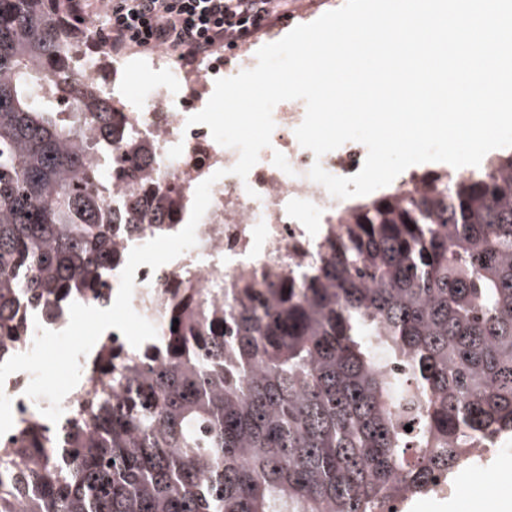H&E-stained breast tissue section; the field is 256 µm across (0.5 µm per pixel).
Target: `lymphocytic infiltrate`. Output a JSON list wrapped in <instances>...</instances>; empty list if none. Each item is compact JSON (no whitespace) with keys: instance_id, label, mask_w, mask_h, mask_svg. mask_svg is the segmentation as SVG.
Segmentation results:
<instances>
[{"instance_id":"lymphocytic-infiltrate-1","label":"lymphocytic infiltrate","mask_w":512,"mask_h":512,"mask_svg":"<svg viewBox=\"0 0 512 512\" xmlns=\"http://www.w3.org/2000/svg\"><path fill=\"white\" fill-rule=\"evenodd\" d=\"M287 10L288 0H112L100 38L116 52L161 49L186 60L234 47Z\"/></svg>"}]
</instances>
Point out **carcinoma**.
Here are the masks:
<instances>
[{
  "instance_id": "cac0c4a2",
  "label": "carcinoma",
  "mask_w": 512,
  "mask_h": 512,
  "mask_svg": "<svg viewBox=\"0 0 512 512\" xmlns=\"http://www.w3.org/2000/svg\"><path fill=\"white\" fill-rule=\"evenodd\" d=\"M93 54L74 0H0V336L23 297L102 288L112 225L176 216L103 66L83 79ZM338 223L264 303L245 279L226 310L184 287L162 354L112 364V396L67 433L71 468L0 445V512H392L512 434V154Z\"/></svg>"
}]
</instances>
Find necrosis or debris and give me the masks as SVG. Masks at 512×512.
I'll use <instances>...</instances> for the list:
<instances>
[{
	"label": "necrosis or debris",
	"mask_w": 512,
	"mask_h": 512,
	"mask_svg": "<svg viewBox=\"0 0 512 512\" xmlns=\"http://www.w3.org/2000/svg\"><path fill=\"white\" fill-rule=\"evenodd\" d=\"M284 35L283 27L270 26L259 36L239 43L228 56H201L187 67L173 65L160 49L143 60L114 56L111 88L115 100H122L132 71L143 70L153 76L140 105L133 110L123 109L118 118L124 128L156 146L161 162L151 173L154 186L159 194H173L178 219L173 224H144L135 233L123 225H113V250L118 259L112 264L108 286L101 299L94 301L81 295L78 303L110 307L119 289L122 258L128 257L135 246L179 232L189 220L197 186L206 179H213L214 184L211 203L196 229V246L158 268L142 265L135 271L132 306L156 326L160 343L168 336L167 309L178 288L189 286L206 297L216 282H223L229 289L244 276L250 277L255 287H272L276 276L287 275L319 243L337 214L352 206V199L333 197L312 181L308 172L318 162L332 175H355L367 149L362 143L349 141L315 158L295 136L306 114L303 100L283 101L274 107L271 145L260 152L244 178L231 172L239 159L236 149L219 145L206 125L187 123L192 111L203 110L210 99L207 75L221 72L232 77L254 68L258 49ZM18 319L26 333L0 336L1 356L30 351L37 328L63 330L69 323V312L64 309L53 315L30 301L22 303ZM129 347L118 330H107L99 337L89 354L80 357V380L64 398L63 415L55 423L42 413L48 400L26 396L30 374L9 375L0 386L11 399L13 412V426L5 434V441L55 436L91 416L95 391L109 382L108 360Z\"/></svg>",
	"instance_id": "obj_1"
}]
</instances>
